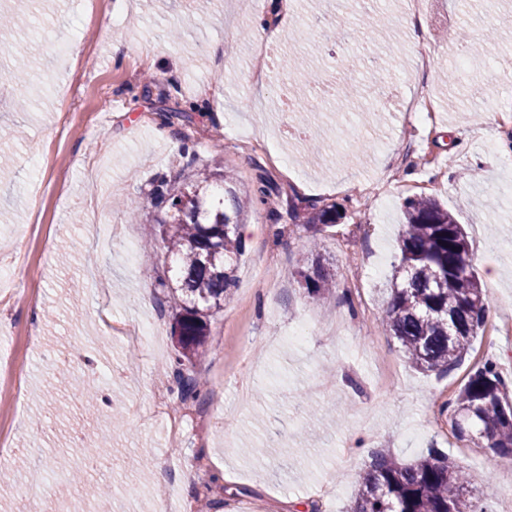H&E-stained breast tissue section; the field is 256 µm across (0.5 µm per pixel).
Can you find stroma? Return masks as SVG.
Wrapping results in <instances>:
<instances>
[{"mask_svg": "<svg viewBox=\"0 0 512 512\" xmlns=\"http://www.w3.org/2000/svg\"><path fill=\"white\" fill-rule=\"evenodd\" d=\"M85 2L0 0V12L36 18L0 29V161L10 167L0 180V269L15 288L0 296V346H12L21 386L19 407L0 405L9 433L0 470L15 477L0 512H27L35 498L98 512L48 475L60 455L80 466L94 441L108 454L88 476L111 482L112 512H346L379 448L405 462L437 449L487 512H503L512 469L477 438H457L441 407L485 359L512 382V334L479 330L464 363L437 374L416 369L377 324L403 202L422 184L465 228L487 322L512 320V155L499 151L512 142V0H496L488 25L477 20L479 0H426L415 42L404 25L410 0H390L378 17L387 58L378 81L395 107L370 125L362 74L346 67L354 41L323 36L366 9L303 0L277 12L262 0L244 15L239 0H102L101 21L87 24ZM259 19L278 55L296 61L263 87L249 77ZM459 28L478 51L468 82L447 83L457 44L446 34ZM115 38L126 45L117 55ZM76 41L79 58L58 54L57 44ZM18 50L22 85L11 79ZM421 51L428 67L416 64ZM319 80L360 92L352 103L326 96L302 120L283 113V97ZM420 94L437 101L432 120L404 115ZM163 114L166 141L154 134ZM189 153L199 169L221 154L240 193L264 181L271 193L244 217L237 283L195 367L202 384L188 404L200 417L178 436L156 405L162 386L183 403L171 369L174 310L144 276L173 264L164 250L139 248L168 212L158 177L183 185ZM294 198L347 208L315 235L291 220ZM316 256L337 288L314 300L298 272ZM146 317L157 341L140 332ZM304 320V343L289 341ZM91 388L94 411L84 408ZM135 458L163 464V480L140 478Z\"/></svg>", "mask_w": 512, "mask_h": 512, "instance_id": "stroma-1", "label": "stroma"}]
</instances>
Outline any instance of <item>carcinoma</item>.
Instances as JSON below:
<instances>
[{
	"label": "carcinoma",
	"mask_w": 512,
	"mask_h": 512,
	"mask_svg": "<svg viewBox=\"0 0 512 512\" xmlns=\"http://www.w3.org/2000/svg\"><path fill=\"white\" fill-rule=\"evenodd\" d=\"M214 173L204 169L184 187L169 186L172 211L152 232L176 257L175 284L159 277L156 285L173 299L176 313L173 362L184 399L195 398L198 384L180 367H195L204 353L208 318L224 307L236 285L234 259L243 248L241 217L256 203H266L267 189L242 195L224 177L223 197L211 189ZM303 220L317 234L336 226L345 207L309 201ZM400 260L389 284L382 326L401 344L419 370L448 373L460 366L486 318L487 303L474 271L468 236L454 214L431 197L405 199ZM307 294L319 298L336 279L319 260L298 271ZM454 419L459 436L476 431L484 447L512 460V398L497 363L485 360L457 395L442 406ZM348 512H483L469 482L448 458L430 452L413 463L394 459L386 450L373 455L363 472Z\"/></svg>",
	"instance_id": "1"
}]
</instances>
